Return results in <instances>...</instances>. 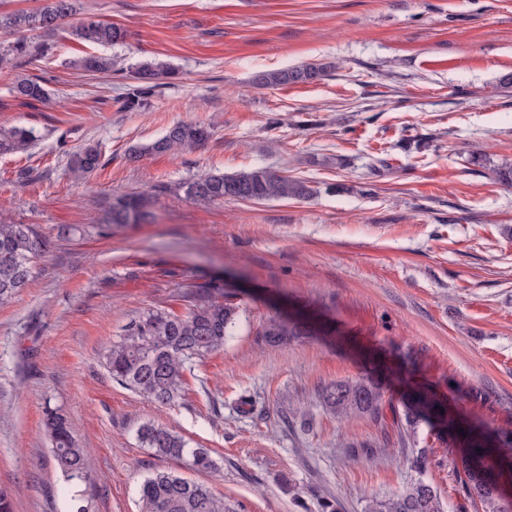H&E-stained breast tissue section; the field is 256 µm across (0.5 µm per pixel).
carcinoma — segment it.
I'll use <instances>...</instances> for the list:
<instances>
[{"label":"carcinoma","instance_id":"carcinoma-1","mask_svg":"<svg viewBox=\"0 0 512 512\" xmlns=\"http://www.w3.org/2000/svg\"><path fill=\"white\" fill-rule=\"evenodd\" d=\"M46 5L34 12H22L0 17V29L22 30L54 28L57 20L73 16L81 9L79 0H45ZM74 39L98 46L116 44L124 39L123 31L101 21L80 19L72 28ZM48 51L44 44H30L17 37L0 43V70L14 68L18 61ZM73 66L88 73L112 72V58L87 55L73 61ZM328 66L305 63L300 66L270 71L255 77L259 87H277L289 84L312 83L326 76ZM172 74L162 64L145 63L130 74L135 85L129 88L127 105L139 104L155 86V81ZM14 97L25 102H46L49 93L38 80H18ZM208 137L205 126L181 122L169 127L153 143L134 147L135 153H175L192 148ZM35 141L33 129L20 124L0 127V154L20 153ZM102 150L99 145L87 143L77 150L69 162V172L76 180L89 178L100 166ZM187 198L196 204L209 205L224 200L259 202L278 198L304 199L312 189L304 181L278 175L265 168L233 174L201 176L186 185ZM146 216L145 200L138 194L124 193L112 197L107 227L136 224ZM47 246L33 224L0 222V304L8 301L29 281L34 260ZM239 318V307L226 300H207L192 305L184 315L162 310H150L132 320L125 334L110 345L105 355V366L125 388L159 405H173L183 399L186 371L197 358L219 352L230 336ZM301 334V326L288 319H273L263 332L265 340L277 344ZM383 387L379 379L364 374L353 380L330 384L322 389L320 397L326 409L343 417L354 413L365 414L373 420L382 418ZM414 407L404 413L405 429L416 433L421 424H436L454 433L461 444L462 486L468 496L479 502L482 512H512V498L507 497L498 482L481 477L475 471L490 465V460L512 459V439L498 442L490 433H477L454 420L448 407L436 398L417 392ZM45 428L57 467L68 484L67 497L74 512H89L84 505V493L76 489L89 484L86 468V450L81 448L66 416L57 409L46 413ZM137 439L155 454L173 460H188L199 471L211 470L215 461L205 448H192L182 436L153 423L142 424ZM427 450L418 448L412 454L411 468L416 478L400 492L389 497H371L364 512H445L437 488L427 478L429 470ZM140 512H228L224 498L212 493L203 484L190 481L171 470H156L148 474L139 486Z\"/></svg>","mask_w":512,"mask_h":512}]
</instances>
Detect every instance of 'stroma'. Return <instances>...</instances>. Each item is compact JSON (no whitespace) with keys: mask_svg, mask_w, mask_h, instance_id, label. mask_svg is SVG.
<instances>
[{"mask_svg":"<svg viewBox=\"0 0 512 512\" xmlns=\"http://www.w3.org/2000/svg\"><path fill=\"white\" fill-rule=\"evenodd\" d=\"M125 32L74 40L75 17L28 32L48 55L0 71V125L33 128L28 151L0 155V220L38 225L49 246L0 305V488L14 512H66L45 431L61 409L87 451L91 512H139L141 481L172 470L234 512H364L410 481L412 447L447 512H481L457 483L455 441L383 418L338 417L321 389L379 360L413 371L461 419L512 432V0H81ZM102 54L106 77L73 68ZM175 69L144 106L120 98L137 65ZM328 65L310 84L256 88V74ZM40 80L48 103L14 98ZM179 122L209 138L177 154L130 158ZM98 143L102 165L70 177ZM257 167L305 181L306 199L202 206L183 183ZM166 191L155 194V186ZM151 195L152 221L103 233L117 193ZM231 297L241 311L222 351L193 362L184 399L151 403L113 380L105 348L150 310L177 315ZM311 323L281 346L271 318ZM308 418L313 428L300 433ZM173 429L207 449L198 471L143 447L137 428ZM101 159L99 145L87 143L70 157L69 172L75 180H86L99 168Z\"/></svg>","mask_w":512,"mask_h":512,"instance_id":"35a3bbf8","label":"stroma"}]
</instances>
